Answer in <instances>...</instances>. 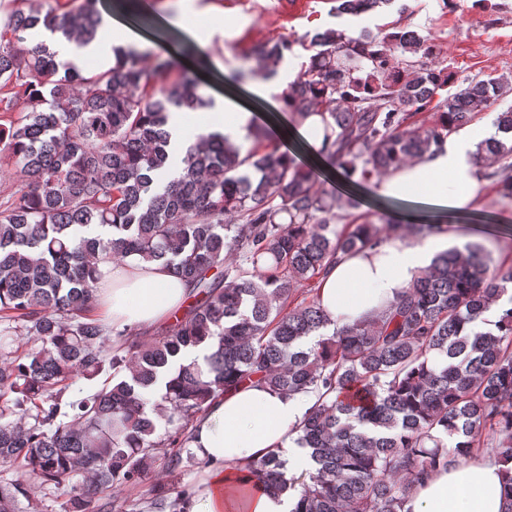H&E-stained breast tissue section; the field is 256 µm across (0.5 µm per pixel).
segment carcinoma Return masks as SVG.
Instances as JSON below:
<instances>
[{"label": "carcinoma", "instance_id": "obj_1", "mask_svg": "<svg viewBox=\"0 0 512 512\" xmlns=\"http://www.w3.org/2000/svg\"><path fill=\"white\" fill-rule=\"evenodd\" d=\"M394 0H344L358 16ZM0 166L20 188L0 189V464L27 478L0 479V512H41L31 485L70 488L66 512H139L136 499L104 493L150 473L181 468L194 421L210 401L251 381L283 394H312L295 444L313 470L298 484L270 452L252 482L297 499L291 512H404L414 488L484 447L504 465L503 512H512V274H489L476 243L436 254L379 316L324 333L332 321L312 285L340 256L396 236L440 233V224H394L387 211L336 228V195L313 171L248 129L249 147L200 135L169 173L170 113L209 104L176 59L127 46L112 64L84 71L42 42V27L84 46L101 27L98 0H54L46 12L0 0ZM319 47L282 95L291 121L322 116L324 150L348 177H380L439 150L448 137L512 90L508 79L449 96L452 76L437 47L397 25L379 38L317 32ZM292 45L259 43L242 82L275 77ZM475 162L512 200V110L493 120ZM162 263L190 302L143 339L93 314L99 257ZM497 320L485 314L502 300ZM37 347L25 354L11 338ZM207 339L204 365L180 363ZM112 370L97 391L71 386ZM165 433L158 434L159 422ZM187 487L158 484L150 512H186Z\"/></svg>", "mask_w": 512, "mask_h": 512}]
</instances>
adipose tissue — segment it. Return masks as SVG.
<instances>
[{
    "instance_id": "obj_1",
    "label": "adipose tissue",
    "mask_w": 512,
    "mask_h": 512,
    "mask_svg": "<svg viewBox=\"0 0 512 512\" xmlns=\"http://www.w3.org/2000/svg\"><path fill=\"white\" fill-rule=\"evenodd\" d=\"M117 38L134 46L141 43L140 36L121 26L111 11H103L98 38L70 56L78 63L88 58L108 63ZM198 118V133L220 132L237 143L254 114L237 98L227 96L221 111L202 112ZM476 139L474 132L461 133L434 154L381 177L377 194L408 204L407 209L393 213V220L413 222L424 210L443 213L473 201L479 189L473 160ZM445 242V236L435 235L414 245L394 242L342 255L321 277L318 300L339 326L378 315L385 302L401 294L430 264ZM98 270L103 281L96 310L113 329H151L169 321L186 301L184 282L160 263L137 258L122 264L102 260ZM305 411L302 396H287L252 382L215 398L207 415L191 429L190 446L207 469L187 512H241L238 490L249 475L248 466L270 451L281 452L288 472L307 465L306 449L293 443ZM504 483L502 464L493 455L478 452L417 485L410 508L412 512H501Z\"/></svg>"
}]
</instances>
